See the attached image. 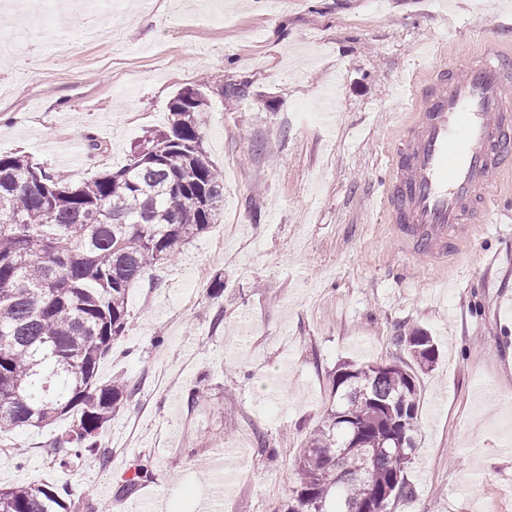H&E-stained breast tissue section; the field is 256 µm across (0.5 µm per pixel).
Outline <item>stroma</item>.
Here are the masks:
<instances>
[{
    "label": "stroma",
    "instance_id": "stroma-1",
    "mask_svg": "<svg viewBox=\"0 0 512 512\" xmlns=\"http://www.w3.org/2000/svg\"><path fill=\"white\" fill-rule=\"evenodd\" d=\"M10 8L0 0L16 33L0 53L1 154L80 181L125 164L206 74L247 94L210 88L200 115L224 174L221 221L130 290L126 332L98 367L138 387L100 437L116 456L59 471L49 448L64 419L0 437V484L60 478L76 512H136L116 490L142 462L155 512H202L215 449L241 446L252 463L226 474L223 512H274L339 365L392 359V337L422 327L441 357L418 375L413 495L392 512H512V173L497 190L508 216L476 225L443 264L406 259L374 207L412 118L390 93L419 68L418 43L480 52L484 20L512 0H154L147 12L122 0L109 18L61 5L45 26L83 41L71 57L32 49Z\"/></svg>",
    "mask_w": 512,
    "mask_h": 512
}]
</instances>
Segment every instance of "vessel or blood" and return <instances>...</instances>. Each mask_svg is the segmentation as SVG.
Wrapping results in <instances>:
<instances>
[{
	"mask_svg": "<svg viewBox=\"0 0 512 512\" xmlns=\"http://www.w3.org/2000/svg\"><path fill=\"white\" fill-rule=\"evenodd\" d=\"M417 85L412 74L396 88L395 108L413 100L418 110L388 156L375 205L405 256L442 263L501 212L495 189L512 170V61L489 40L480 55L460 49L432 69L426 95Z\"/></svg>",
	"mask_w": 512,
	"mask_h": 512,
	"instance_id": "b4317fda",
	"label": "vessel or blood"
}]
</instances>
